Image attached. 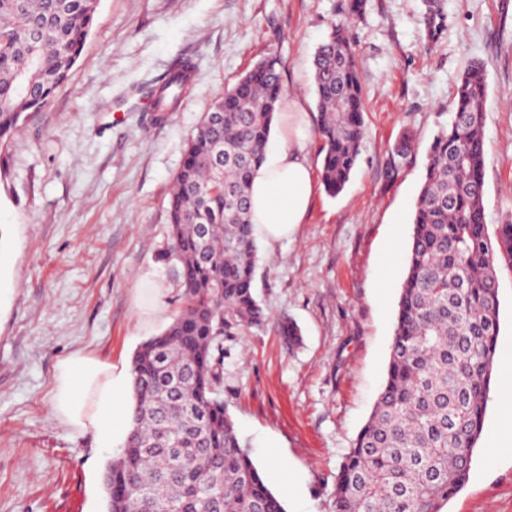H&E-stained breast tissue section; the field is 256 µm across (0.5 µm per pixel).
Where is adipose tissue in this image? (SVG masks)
I'll list each match as a JSON object with an SVG mask.
<instances>
[{
	"mask_svg": "<svg viewBox=\"0 0 512 512\" xmlns=\"http://www.w3.org/2000/svg\"><path fill=\"white\" fill-rule=\"evenodd\" d=\"M278 134L250 187L254 234L268 248L294 238L306 220L315 180L305 152L311 135L309 114L299 98L278 115ZM128 369L75 352L61 358L53 378L51 410L74 435H92L95 447L126 440L131 428L132 393Z\"/></svg>",
	"mask_w": 512,
	"mask_h": 512,
	"instance_id": "obj_1",
	"label": "adipose tissue"
}]
</instances>
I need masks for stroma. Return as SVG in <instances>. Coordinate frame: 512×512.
Wrapping results in <instances>:
<instances>
[{
  "label": "stroma",
  "instance_id": "stroma-1",
  "mask_svg": "<svg viewBox=\"0 0 512 512\" xmlns=\"http://www.w3.org/2000/svg\"><path fill=\"white\" fill-rule=\"evenodd\" d=\"M429 42L423 0H366L349 27L366 130L335 197L316 189L293 240L261 249L265 321L221 342V396L286 512H332L339 465L384 383L427 148L471 62L486 69L485 214L512 218V0H440ZM343 0H100L68 80L0 148V512H106L116 448L56 422L58 360L81 351L130 364L181 307L180 266L163 260L168 193L211 102L267 55L288 95L315 112L312 58ZM193 84L156 119L144 91L173 60ZM405 155H398V148ZM400 230L392 270L383 258ZM159 287L157 313L141 314ZM293 320L302 341L278 333ZM488 404L465 487L445 512H512V435Z\"/></svg>",
  "mask_w": 512,
  "mask_h": 512
}]
</instances>
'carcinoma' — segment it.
<instances>
[{"instance_id":"cac0c4a2","label":"carcinoma","mask_w":512,"mask_h":512,"mask_svg":"<svg viewBox=\"0 0 512 512\" xmlns=\"http://www.w3.org/2000/svg\"><path fill=\"white\" fill-rule=\"evenodd\" d=\"M98 0H0V145L23 113L45 107L77 62ZM441 5L423 22L441 33ZM321 184L350 181L365 134L347 27L330 23L312 62ZM175 59L148 92L171 112L191 87ZM485 68L475 61L428 149L385 381L336 475L333 512H443L468 482L496 373L499 272H512V220L484 207ZM266 57L216 98L189 137L168 200L184 301L132 357L134 426L106 466L107 512H285L218 395L214 355L229 320L258 325L250 182L284 99ZM208 225L200 234L199 225Z\"/></svg>"}]
</instances>
